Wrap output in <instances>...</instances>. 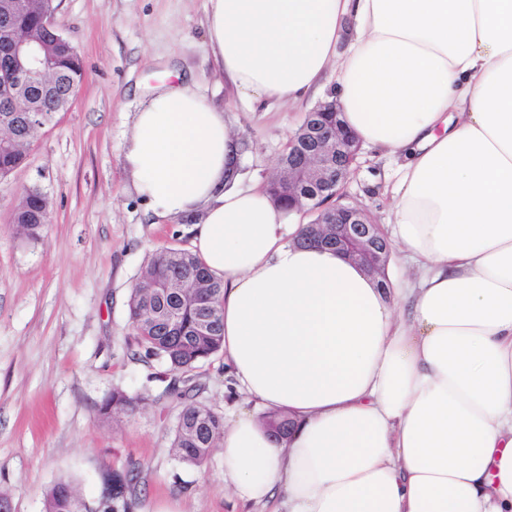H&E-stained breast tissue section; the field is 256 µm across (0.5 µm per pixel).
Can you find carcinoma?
Masks as SVG:
<instances>
[{
  "label": "carcinoma",
  "mask_w": 512,
  "mask_h": 512,
  "mask_svg": "<svg viewBox=\"0 0 512 512\" xmlns=\"http://www.w3.org/2000/svg\"><path fill=\"white\" fill-rule=\"evenodd\" d=\"M54 65L69 81L84 82L86 73L76 48L58 53L48 48ZM53 121V113L45 112L39 125L19 139L10 151L0 150V172L19 168L26 159L27 147L42 128ZM52 202L48 195L35 193L19 198L11 213V223L20 227L30 238L40 235L51 216ZM182 281L181 296L171 304L169 312L161 306L155 287L160 282ZM222 280L213 275L189 250L168 248L153 252L141 268L131 287L128 309L138 349L147 358L157 357L168 366L170 375L165 393L181 407L180 425L176 426L171 443L174 455L183 463L200 466L206 462L213 448L218 446L224 429V417L199 400L202 387L191 375L196 364L210 359L223 349L220 295ZM207 297V307L213 318L214 329L205 336L197 335L198 312L195 304ZM145 398L133 397L114 388L98 406L104 419L136 408ZM261 422L276 438L288 436V417L282 411H268L260 415ZM141 470L135 463L115 470L103 477L102 499L112 503V512H129L136 496ZM71 484L59 481L45 492V512H90L78 497L68 494Z\"/></svg>",
  "instance_id": "1"
}]
</instances>
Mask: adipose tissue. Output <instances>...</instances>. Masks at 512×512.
<instances>
[{
    "mask_svg": "<svg viewBox=\"0 0 512 512\" xmlns=\"http://www.w3.org/2000/svg\"><path fill=\"white\" fill-rule=\"evenodd\" d=\"M206 49L250 111L331 80L341 118L402 158L379 288L267 192L236 183L229 113L188 81L136 112L122 165L224 282V365L253 401L224 480L271 512H512V0H208ZM287 412L277 441L257 408Z\"/></svg>",
    "mask_w": 512,
    "mask_h": 512,
    "instance_id": "adipose-tissue-1",
    "label": "adipose tissue"
}]
</instances>
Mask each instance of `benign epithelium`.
<instances>
[{
	"label": "benign epithelium",
	"instance_id": "7a95c632",
	"mask_svg": "<svg viewBox=\"0 0 512 512\" xmlns=\"http://www.w3.org/2000/svg\"><path fill=\"white\" fill-rule=\"evenodd\" d=\"M57 6L43 0V7L31 27L21 26L16 15L21 6L0 13V103L6 112H16L20 101L40 100L57 92L51 111H66L77 97L80 86L62 84L59 73L50 69L46 50L66 37L55 26ZM38 109H25L0 126V149L7 150L22 129L35 125ZM334 102L310 110L298 138L288 142L287 165L270 179L272 199L288 200V212L307 210L316 218L308 223L303 242L329 246L373 275H382L390 245L382 241L377 225L366 219L357 205L329 204L340 195L350 175L360 143L338 119Z\"/></svg>",
	"mask_w": 512,
	"mask_h": 512
}]
</instances>
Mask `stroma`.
I'll use <instances>...</instances> for the list:
<instances>
[{"label":"stroma","mask_w":512,"mask_h":512,"mask_svg":"<svg viewBox=\"0 0 512 512\" xmlns=\"http://www.w3.org/2000/svg\"><path fill=\"white\" fill-rule=\"evenodd\" d=\"M55 23L81 55L86 79L69 111L32 142L25 164L0 178V499L9 512H43L44 493L71 481L90 512H107L104 473L134 462L143 484L131 512H266L238 503L224 484L220 449L203 466L180 462L171 442L180 407L165 394L164 366L135 352L128 297L150 253L190 248L191 225L153 214L121 158L144 89L163 69L193 77L231 110L243 144L238 183L264 189L305 114L332 95L249 111L205 51L207 0H58ZM399 158L361 148L341 201L387 228ZM53 201L38 239L10 223L23 190ZM200 399L217 412L242 397L223 354L195 370ZM119 387L151 399L104 422L96 404Z\"/></svg>","instance_id":"obj_1"}]
</instances>
